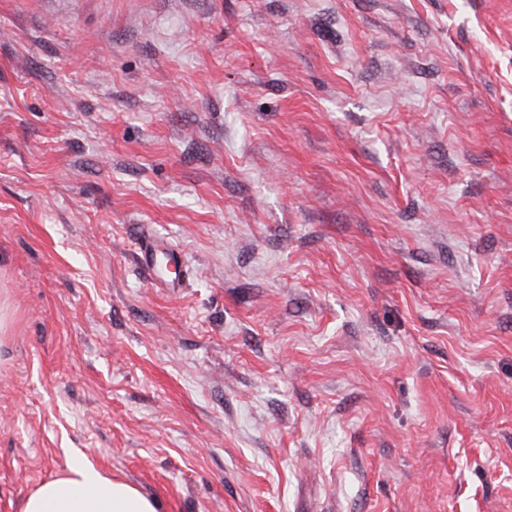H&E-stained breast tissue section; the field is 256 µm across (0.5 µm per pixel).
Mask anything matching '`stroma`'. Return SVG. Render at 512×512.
I'll use <instances>...</instances> for the list:
<instances>
[{
  "instance_id": "1",
  "label": "stroma",
  "mask_w": 512,
  "mask_h": 512,
  "mask_svg": "<svg viewBox=\"0 0 512 512\" xmlns=\"http://www.w3.org/2000/svg\"><path fill=\"white\" fill-rule=\"evenodd\" d=\"M77 456L512 512V0H0V512Z\"/></svg>"
}]
</instances>
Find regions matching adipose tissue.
<instances>
[{
	"mask_svg": "<svg viewBox=\"0 0 512 512\" xmlns=\"http://www.w3.org/2000/svg\"><path fill=\"white\" fill-rule=\"evenodd\" d=\"M21 512H158V507L132 485L75 460L63 475L31 491Z\"/></svg>",
	"mask_w": 512,
	"mask_h": 512,
	"instance_id": "ef3b65f1",
	"label": "adipose tissue"
}]
</instances>
